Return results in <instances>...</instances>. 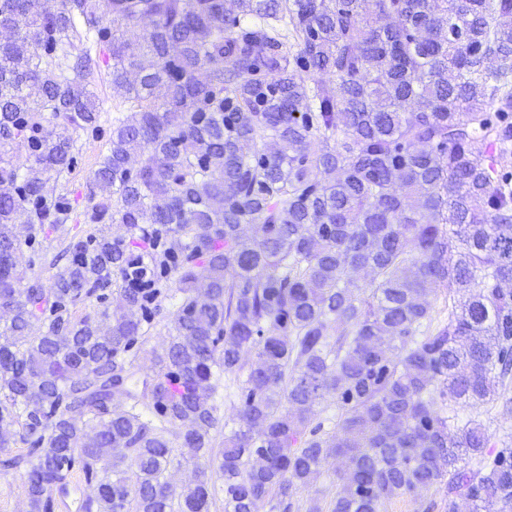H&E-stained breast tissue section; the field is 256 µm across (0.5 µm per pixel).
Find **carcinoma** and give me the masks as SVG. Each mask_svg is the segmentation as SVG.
Instances as JSON below:
<instances>
[{
	"label": "carcinoma",
	"instance_id": "1",
	"mask_svg": "<svg viewBox=\"0 0 512 512\" xmlns=\"http://www.w3.org/2000/svg\"><path fill=\"white\" fill-rule=\"evenodd\" d=\"M1 25L25 37L0 43V423L22 420L31 448L0 436V467L28 465L30 512H52L78 463L103 473L86 512H209L207 468L177 497L165 480L166 425L189 460L208 454L213 381L246 352L225 512L289 509L335 454L349 466L332 512L441 481L448 512H512V451L485 452L482 425L437 408L512 381V0H0ZM98 45L136 110L112 121L90 220L164 247L150 262L181 293L138 380L126 354L158 295L129 285L139 256L102 230L74 237L48 288L23 286L19 260L22 231L69 219L45 187L98 123ZM114 276L112 321L72 315ZM440 286L451 310L434 327ZM329 395L341 414L322 434L309 424ZM431 306L433 326L439 322L448 321V289L433 288L427 296Z\"/></svg>",
	"mask_w": 512,
	"mask_h": 512
}]
</instances>
